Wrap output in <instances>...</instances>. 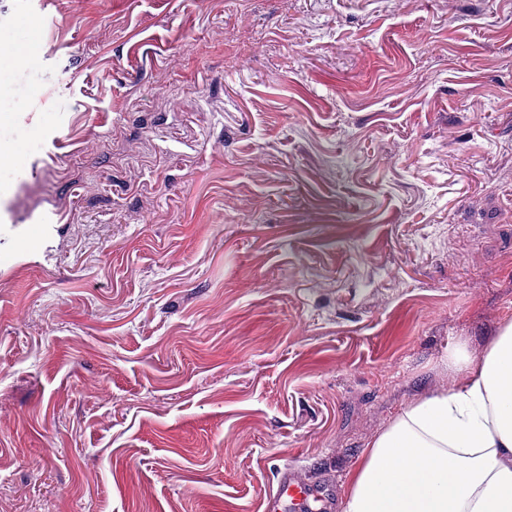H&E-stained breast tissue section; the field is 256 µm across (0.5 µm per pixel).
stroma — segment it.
<instances>
[{
    "label": "stroma",
    "mask_w": 512,
    "mask_h": 512,
    "mask_svg": "<svg viewBox=\"0 0 512 512\" xmlns=\"http://www.w3.org/2000/svg\"><path fill=\"white\" fill-rule=\"evenodd\" d=\"M0 512L342 499L512 321V0H0ZM333 479L313 481L292 466L280 472L277 488L264 505V512H329L335 510L332 499L327 497Z\"/></svg>",
    "instance_id": "obj_1"
}]
</instances>
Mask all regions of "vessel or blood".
Segmentation results:
<instances>
[{
    "label": "vessel or blood",
    "mask_w": 512,
    "mask_h": 512,
    "mask_svg": "<svg viewBox=\"0 0 512 512\" xmlns=\"http://www.w3.org/2000/svg\"><path fill=\"white\" fill-rule=\"evenodd\" d=\"M334 508L326 482L306 478L289 466L280 472L276 491L266 501L264 512H333Z\"/></svg>",
    "instance_id": "vessel-or-blood-1"
}]
</instances>
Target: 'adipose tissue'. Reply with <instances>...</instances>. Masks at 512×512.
Segmentation results:
<instances>
[{
    "mask_svg": "<svg viewBox=\"0 0 512 512\" xmlns=\"http://www.w3.org/2000/svg\"><path fill=\"white\" fill-rule=\"evenodd\" d=\"M464 380L414 400L369 445L345 512H512V322Z\"/></svg>",
    "mask_w": 512,
    "mask_h": 512,
    "instance_id": "obj_1",
    "label": "adipose tissue"
}]
</instances>
